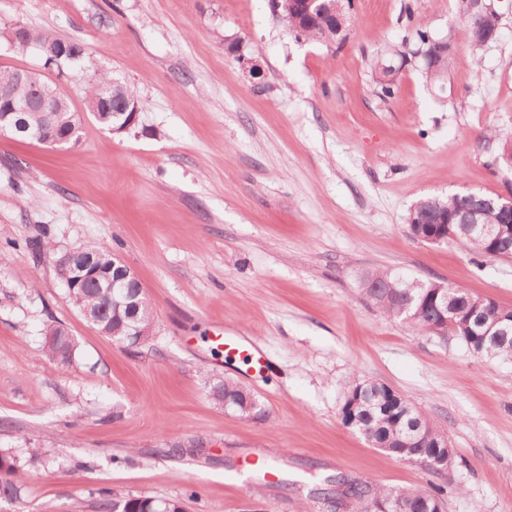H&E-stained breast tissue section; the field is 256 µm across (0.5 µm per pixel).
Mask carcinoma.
<instances>
[{"label": "carcinoma", "mask_w": 512, "mask_h": 512, "mask_svg": "<svg viewBox=\"0 0 512 512\" xmlns=\"http://www.w3.org/2000/svg\"><path fill=\"white\" fill-rule=\"evenodd\" d=\"M280 17L285 22L288 32L296 38L318 42H331L336 38V28L327 18L304 21L298 15L282 8ZM23 39L31 46L49 49L60 42V38L48 31L21 28ZM81 53L76 61L43 58V65H51L56 77L70 82L80 76L84 101L96 100L99 90L112 80V76L94 67L86 48L81 43H74ZM404 52L397 50L390 58H381L375 62L374 71L379 96L388 100L394 97L397 89V74ZM422 208L442 212H453L462 203L460 194L447 197H424ZM410 235L419 241L433 236L442 243H453L474 258H494L499 248L493 242L471 233L461 224H410ZM83 252L94 259L102 268L112 267V253L95 243L83 248ZM362 292L367 299L390 318L406 324L411 331L437 336L452 337L459 341L469 353L481 358H511L512 334L502 336L493 342L490 338L477 335L473 318L470 314L474 301L478 297L458 288L448 287V319H443L433 304L428 302V290L437 286L429 280L410 278L386 270H375L362 275L360 281ZM72 303L83 312L96 310L101 322L98 330L107 336H122L125 326L112 321V297L100 291L92 283L81 288L68 289ZM136 319L140 326L149 327L154 321V311L145 295L138 297ZM45 350L49 358L60 365L71 362L74 345L65 330L59 326H48L45 330ZM214 398L224 397L242 404L250 402L251 415L259 402L240 387L229 383H216L210 388ZM342 421L356 428L375 448H390L392 455L416 463L433 471L435 452L448 441V435L439 429L430 419L417 410L407 399L395 392L389 394L385 385L367 383L355 385L347 393L341 409ZM17 470L15 458L8 452H0V500L13 502L20 498V490L15 484ZM447 489L437 486L431 491L419 489H392L373 485L369 482H350L346 495L348 512H373L375 502L396 500L402 504L404 512H424L433 501L442 500ZM99 507L102 512H180L185 508L181 500H157L149 497H124L116 499L108 491H99Z\"/></svg>", "instance_id": "carcinoma-1"}]
</instances>
